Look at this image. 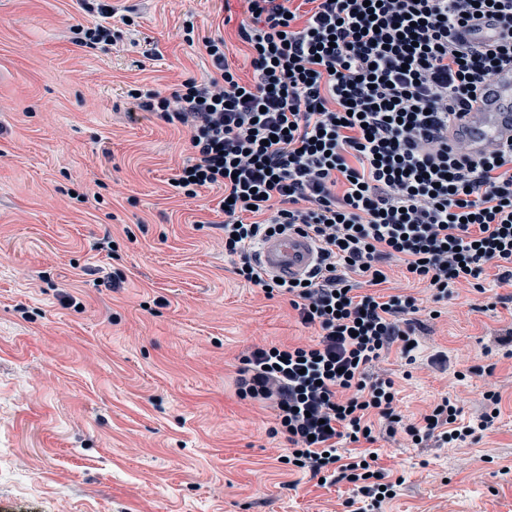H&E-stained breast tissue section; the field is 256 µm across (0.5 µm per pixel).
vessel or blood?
I'll use <instances>...</instances> for the list:
<instances>
[{
  "mask_svg": "<svg viewBox=\"0 0 512 512\" xmlns=\"http://www.w3.org/2000/svg\"><path fill=\"white\" fill-rule=\"evenodd\" d=\"M448 142L473 157L492 145L512 142V66H502L483 86L470 110L449 129ZM316 258L313 243L294 231L268 237L258 252L268 274L289 281L305 277Z\"/></svg>",
  "mask_w": 512,
  "mask_h": 512,
  "instance_id": "vessel-or-blood-1",
  "label": "vessel or blood"
}]
</instances>
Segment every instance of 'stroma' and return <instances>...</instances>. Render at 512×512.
<instances>
[{
  "mask_svg": "<svg viewBox=\"0 0 512 512\" xmlns=\"http://www.w3.org/2000/svg\"><path fill=\"white\" fill-rule=\"evenodd\" d=\"M106 3L112 41L89 47L75 0H0V512H346L352 484L289 470L274 410L236 394L243 355L312 329L237 279L218 190L175 194L187 133L127 117L129 90L206 77L210 37L249 80L246 4ZM498 277L486 268L482 294L451 284L414 362L375 367L406 423L444 396L466 419L503 396L494 426L455 448L376 424L399 483L382 512H512V356L497 343L512 283Z\"/></svg>",
  "mask_w": 512,
  "mask_h": 512,
  "instance_id": "stroma-1",
  "label": "stroma"
}]
</instances>
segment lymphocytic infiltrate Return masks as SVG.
Segmentation results:
<instances>
[{"label":"lymphocytic infiltrate","mask_w":512,"mask_h":512,"mask_svg":"<svg viewBox=\"0 0 512 512\" xmlns=\"http://www.w3.org/2000/svg\"><path fill=\"white\" fill-rule=\"evenodd\" d=\"M246 2L250 82L228 65L224 39L208 38L214 74L168 96L134 93V107L188 131L193 154L173 186L187 197L222 189L224 252L239 257L240 281L287 297L318 330L243 356L238 397L274 408L288 465L354 484L356 512H377L397 491L371 457L373 419L388 436L448 445L488 430L501 401L487 392L461 426L444 398L403 427L393 380L369 368L419 346L417 298L376 290L387 266L438 300L489 266L512 280V145L468 159L448 144L479 89L512 65V0H315L305 19L292 0ZM481 15L498 22L495 45L462 37ZM288 230L318 249L303 282H277L256 258L265 236ZM355 438L365 450H349Z\"/></svg>","instance_id":"lymphocytic-infiltrate-1"}]
</instances>
